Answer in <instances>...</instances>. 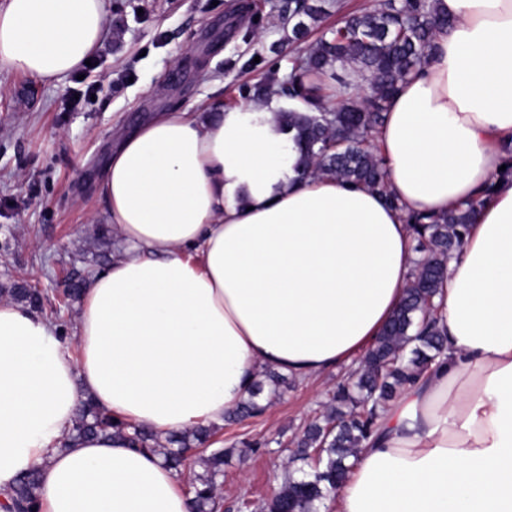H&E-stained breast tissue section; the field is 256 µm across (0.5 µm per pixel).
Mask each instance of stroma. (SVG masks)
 Returning a JSON list of instances; mask_svg holds the SVG:
<instances>
[{
  "instance_id": "1",
  "label": "stroma",
  "mask_w": 512,
  "mask_h": 512,
  "mask_svg": "<svg viewBox=\"0 0 512 512\" xmlns=\"http://www.w3.org/2000/svg\"><path fill=\"white\" fill-rule=\"evenodd\" d=\"M121 40L105 36L83 75L55 83L0 69V286L40 288L54 301L71 278L102 268L125 243L106 221L100 191L120 131L158 112L241 102L239 88L287 74L293 49L280 0H111ZM93 97L72 104L81 82ZM341 365L282 390L263 415L225 424L229 450L219 487L222 512L278 492L299 427L320 414ZM268 440L239 456L243 441Z\"/></svg>"
}]
</instances>
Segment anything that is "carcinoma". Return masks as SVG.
<instances>
[{
    "instance_id": "cac0c4a2",
    "label": "carcinoma",
    "mask_w": 512,
    "mask_h": 512,
    "mask_svg": "<svg viewBox=\"0 0 512 512\" xmlns=\"http://www.w3.org/2000/svg\"><path fill=\"white\" fill-rule=\"evenodd\" d=\"M323 14L316 0H283L279 5V16L291 26L293 43L306 41L312 24ZM447 25L448 18L437 12L435 0H381L372 10L344 16L330 30V37L318 39L293 56L285 77H268L246 89L257 98L278 95L308 106L305 112L288 109L278 113L280 124L292 132L298 153L294 170L299 177L314 172L329 175L377 190L389 205H397V199L387 193L386 167L368 143L384 119L389 100L425 62L437 30ZM348 65L369 74V91L330 109L323 103L327 87L322 77ZM489 194L487 190L446 214L408 217L419 259L414 262L404 298L358 367L329 393L321 416L306 425L294 442L291 462L301 463L297 471L302 477L288 473L280 490L260 506L261 512H321L348 478L353 468L349 460L357 458L374 435L380 413L407 385L439 362L445 334L438 312L431 313L429 308L441 293L448 262ZM0 293L44 313V297L37 288L16 284L1 288ZM83 293L84 281L71 280L51 310V319L59 320L61 311ZM266 377L269 390L257 382L248 399L228 413V420L260 415L266 406L257 398L264 394L269 401L280 394L285 378L272 372ZM70 432L73 440L112 436L132 448L151 450L180 475L188 461L197 460L204 471L189 482L193 512H220L223 507L218 487L224 477V450L205 449L213 435L208 427L162 438L112 417L86 399L78 407ZM39 483L37 468L23 471L0 508L4 512H41Z\"/></svg>"
}]
</instances>
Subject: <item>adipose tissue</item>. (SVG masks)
<instances>
[{"label": "adipose tissue", "instance_id": "adipose-tissue-1", "mask_svg": "<svg viewBox=\"0 0 512 512\" xmlns=\"http://www.w3.org/2000/svg\"><path fill=\"white\" fill-rule=\"evenodd\" d=\"M450 24L374 135L389 192L296 180L283 99L157 114L102 182L126 244L89 282L77 353L0 301V490L31 466L41 512H192L160 456L95 437L64 447L82 399L160 436L220 426L265 370L351 363L400 306L407 223L491 194L450 260L440 366L382 412L341 512H512V0H437ZM107 0H6L0 69L59 82L106 34Z\"/></svg>", "mask_w": 512, "mask_h": 512}]
</instances>
